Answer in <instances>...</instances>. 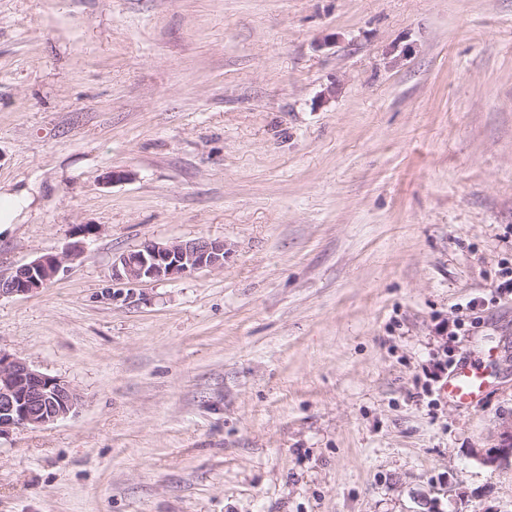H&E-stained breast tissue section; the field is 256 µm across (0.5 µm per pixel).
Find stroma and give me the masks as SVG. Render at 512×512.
<instances>
[{
  "mask_svg": "<svg viewBox=\"0 0 512 512\" xmlns=\"http://www.w3.org/2000/svg\"><path fill=\"white\" fill-rule=\"evenodd\" d=\"M10 193L0 278L99 232L0 298L81 397L0 437V512H512L470 455L512 422V0H0ZM201 237L223 267L112 279ZM83 241L74 243L64 254H46L20 266L6 279H0V297L24 295L44 288L60 271L63 263L80 255ZM481 364L462 362L456 365L443 389L448 400L461 408L477 405L485 397L488 376Z\"/></svg>",
  "mask_w": 512,
  "mask_h": 512,
  "instance_id": "1",
  "label": "stroma"
}]
</instances>
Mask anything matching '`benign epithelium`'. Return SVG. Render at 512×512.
I'll return each mask as SVG.
<instances>
[{"instance_id":"obj_1","label":"benign epithelium","mask_w":512,"mask_h":512,"mask_svg":"<svg viewBox=\"0 0 512 512\" xmlns=\"http://www.w3.org/2000/svg\"><path fill=\"white\" fill-rule=\"evenodd\" d=\"M83 242L64 254H46L0 279V297L33 293L45 287L64 262L80 255ZM224 266V242L199 238L188 242H145L112 267V279L129 284L176 281L204 268ZM78 393L64 380L42 373L22 359L0 351V436L15 428L39 427L66 418L80 406ZM471 456L496 469L512 467V423L502 426L493 448H473Z\"/></svg>"}]
</instances>
